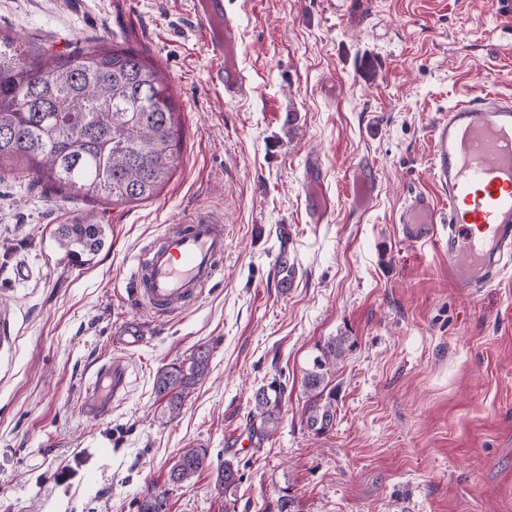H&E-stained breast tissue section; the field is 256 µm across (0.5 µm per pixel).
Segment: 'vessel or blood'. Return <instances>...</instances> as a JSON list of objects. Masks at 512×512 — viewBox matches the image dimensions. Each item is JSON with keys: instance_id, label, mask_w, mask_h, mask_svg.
Wrapping results in <instances>:
<instances>
[{"instance_id": "obj_1", "label": "vessel or blood", "mask_w": 512, "mask_h": 512, "mask_svg": "<svg viewBox=\"0 0 512 512\" xmlns=\"http://www.w3.org/2000/svg\"><path fill=\"white\" fill-rule=\"evenodd\" d=\"M195 14L219 61L214 83L225 97L246 95L249 88L237 61L238 32L224 12V0H196ZM432 136L438 193L416 192L405 199L397 217L401 234L422 243L445 229L448 273L455 287L488 286L512 267V97L469 94L436 121ZM352 182L358 204L368 203L377 185L372 163L357 164ZM223 256V222H189L137 261L126 291L162 314L184 307L214 280ZM125 379L122 363L102 364L86 414L109 413Z\"/></svg>"}]
</instances>
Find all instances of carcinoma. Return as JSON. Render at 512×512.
I'll use <instances>...</instances> for the list:
<instances>
[{
  "mask_svg": "<svg viewBox=\"0 0 512 512\" xmlns=\"http://www.w3.org/2000/svg\"><path fill=\"white\" fill-rule=\"evenodd\" d=\"M182 138L179 109L164 72L150 58L122 44L87 42L67 53L27 50L0 34V164L22 160L36 181L57 193H83L114 203L153 198L175 168ZM57 237L79 263L105 246L103 225L90 220L60 224ZM349 337L329 340L303 379L309 404L306 426L319 436L336 425L331 367L346 353ZM210 351H198L159 371L154 393L176 415L190 390L207 374ZM286 383L256 389L247 413L251 438L260 445L278 428ZM226 494L241 475L226 460L212 466L207 448H185L169 471L181 486L203 472ZM168 490L150 489L137 512H163Z\"/></svg>",
  "mask_w": 512,
  "mask_h": 512,
  "instance_id": "carcinoma-1",
  "label": "carcinoma"
}]
</instances>
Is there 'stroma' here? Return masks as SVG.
I'll list each match as a JSON object with an SVG mask.
<instances>
[{
	"label": "stroma",
	"mask_w": 512,
	"mask_h": 512,
	"mask_svg": "<svg viewBox=\"0 0 512 512\" xmlns=\"http://www.w3.org/2000/svg\"><path fill=\"white\" fill-rule=\"evenodd\" d=\"M247 97L210 81L193 0H0V32L55 53L121 43L163 69L183 124L177 168L146 202L111 204L0 166V512H136L185 448L238 464L171 488L165 512H512V271L464 294L442 244L402 239L395 217L436 193L431 127L467 94L512 97V11L489 0H224ZM374 164L368 210L350 171ZM327 199L308 207L310 182ZM224 221L214 282L189 309L131 302L129 272L186 217ZM88 218L106 245L88 265L58 225ZM295 273L281 285L280 250ZM140 323L141 345L113 340ZM337 336V419L312 435L303 377ZM211 350L205 380L169 415L166 364ZM123 362L108 415L81 412L98 362ZM288 382L279 426L240 448L253 392Z\"/></svg>",
	"instance_id": "obj_1"
}]
</instances>
